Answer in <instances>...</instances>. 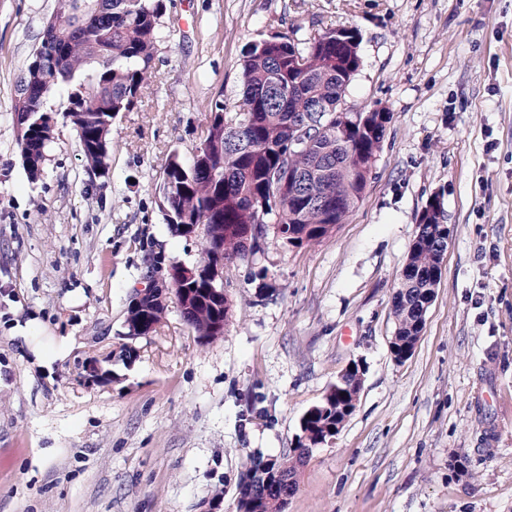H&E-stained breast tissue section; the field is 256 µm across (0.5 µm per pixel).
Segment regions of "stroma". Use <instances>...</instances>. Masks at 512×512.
I'll list each match as a JSON object with an SVG mask.
<instances>
[{"mask_svg": "<svg viewBox=\"0 0 512 512\" xmlns=\"http://www.w3.org/2000/svg\"><path fill=\"white\" fill-rule=\"evenodd\" d=\"M55 5L0 0V512H208L216 495L237 512L245 467L288 454L354 361L357 409L284 512H512V0H165L156 76L113 121L106 183L55 95L40 177L22 165L12 106ZM328 29L361 39L346 107L392 115L362 199L321 242L271 235L226 267L222 336L201 340L171 298L127 340L147 254L201 255L160 208L168 156L191 162L212 100L234 105L247 43ZM438 193L442 277L400 363L391 298ZM49 336L66 349L43 369L29 343ZM92 360L112 382H85Z\"/></svg>", "mask_w": 512, "mask_h": 512, "instance_id": "obj_1", "label": "stroma"}]
</instances>
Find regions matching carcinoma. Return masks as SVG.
I'll return each instance as SVG.
<instances>
[{"label":"carcinoma","instance_id":"cac0c4a2","mask_svg":"<svg viewBox=\"0 0 512 512\" xmlns=\"http://www.w3.org/2000/svg\"><path fill=\"white\" fill-rule=\"evenodd\" d=\"M164 0H56L45 27L41 58L30 57L19 81L13 112L24 125L18 138L26 171L35 180L54 135L47 106L53 94L67 100V114L79 138L89 175L110 179L112 120L130 111L150 85L159 19ZM359 38L351 29L326 30L301 47L286 36L275 42L246 45L240 59V92L236 112L226 111L224 97L211 105L210 129L190 166L171 157L159 190L170 196L180 224H203L200 258L193 279H173L174 295L184 321L201 337L215 338L214 326L229 321L232 300L214 298L205 278L218 263L244 262L250 254L237 242L255 224L284 227V248H299L330 236L326 226L341 224L366 188L362 169L379 153L391 113L368 127L336 128L295 146L288 120L320 101L331 111L360 67ZM236 120L243 132L226 139L223 122ZM429 203L422 211L410 247L407 273L392 301L395 335L414 343L420 335L426 294L440 282V242L429 233ZM167 305L145 302L128 309L131 318L161 324ZM357 373L334 384L323 399L301 417L300 436L312 445L336 430L356 389ZM308 456L292 449L281 458L253 463L241 480L260 486L258 512H284L282 487L267 479L296 478Z\"/></svg>","mask_w":512,"mask_h":512}]
</instances>
